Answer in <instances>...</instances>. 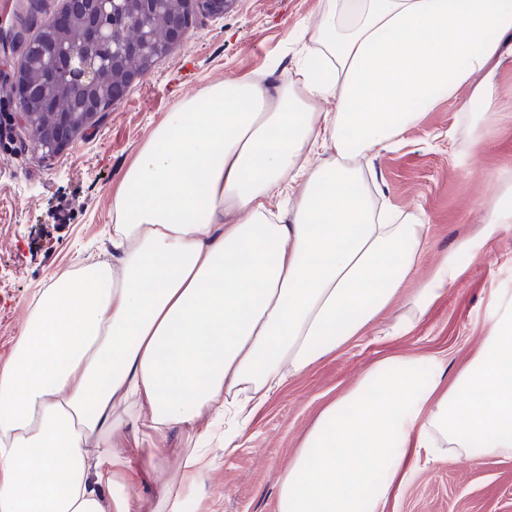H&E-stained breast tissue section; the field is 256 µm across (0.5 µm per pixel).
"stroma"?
<instances>
[{
  "mask_svg": "<svg viewBox=\"0 0 512 512\" xmlns=\"http://www.w3.org/2000/svg\"><path fill=\"white\" fill-rule=\"evenodd\" d=\"M65 0H0V26L34 37ZM326 0H233L215 16L193 9L187 39L156 60L88 133L46 155L18 116L9 93L20 53L0 56V361L6 360L32 298L51 273L77 262L111 259L112 195L156 126L182 101L237 76L277 82L293 70L303 35ZM471 113L457 99H440L394 152L365 161L379 203L430 220L413 290L445 250L464 240L457 257L464 273L417 329L395 343L358 337L277 392L239 448L218 454L189 499L193 512H277V478L320 407L343 393L387 353L432 354L456 373L491 332L496 298L512 293V222L484 230L483 211L496 204L493 184H512V112L485 137L473 133ZM187 431L174 430L160 467L132 485L134 501L152 503L175 475ZM387 512H512V458L480 463L445 459L420 466Z\"/></svg>",
  "mask_w": 512,
  "mask_h": 512,
  "instance_id": "stroma-1",
  "label": "stroma"
}]
</instances>
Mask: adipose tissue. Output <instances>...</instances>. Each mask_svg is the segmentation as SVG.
Returning a JSON list of instances; mask_svg holds the SVG:
<instances>
[{"label": "adipose tissue", "mask_w": 512, "mask_h": 512, "mask_svg": "<svg viewBox=\"0 0 512 512\" xmlns=\"http://www.w3.org/2000/svg\"><path fill=\"white\" fill-rule=\"evenodd\" d=\"M510 35L512 0H328L277 85L232 77L171 113L112 196L111 260L55 270L0 362V512H131L176 428L200 445L152 512H182L216 430L234 451L288 382L367 330L411 334L463 270L447 252L403 295L430 226L377 207L359 161L442 95L493 130ZM493 320L455 374L373 361L301 439L278 512H386L421 463L512 457L511 296Z\"/></svg>", "instance_id": "obj_1"}]
</instances>
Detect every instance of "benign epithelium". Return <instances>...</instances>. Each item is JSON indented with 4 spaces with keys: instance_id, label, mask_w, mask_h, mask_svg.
<instances>
[{
    "instance_id": "7a95c632",
    "label": "benign epithelium",
    "mask_w": 512,
    "mask_h": 512,
    "mask_svg": "<svg viewBox=\"0 0 512 512\" xmlns=\"http://www.w3.org/2000/svg\"><path fill=\"white\" fill-rule=\"evenodd\" d=\"M197 2L213 15H222L227 0H67L72 11L85 13L93 24L85 25L79 48L73 49L55 39L33 41L26 48L30 60L47 70H59L61 59L78 53L91 55L102 44L112 45V57L102 61L112 73L131 83L145 75L149 62L159 52L184 41L189 32L187 14L190 2ZM103 13L122 16L120 24L104 27L96 23ZM65 80L85 82L87 111L50 112L49 101L39 94L26 72L16 71L11 90L19 104L22 119L34 135L36 149L57 151L75 141L90 128L96 117L93 101L98 98L96 80L71 65L59 70Z\"/></svg>"
}]
</instances>
